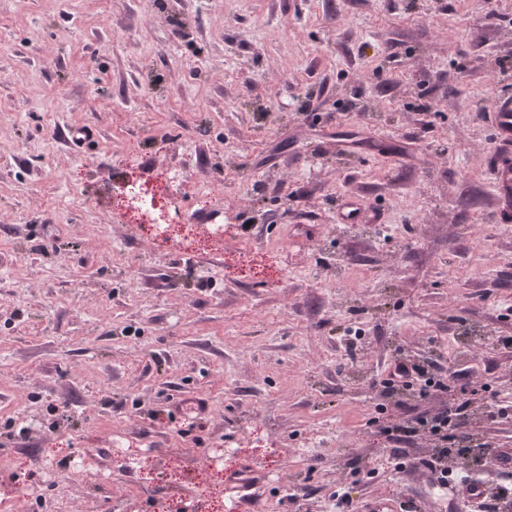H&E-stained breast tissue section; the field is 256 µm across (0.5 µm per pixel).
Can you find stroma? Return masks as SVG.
<instances>
[{
  "instance_id": "35a3bbf8",
  "label": "stroma",
  "mask_w": 512,
  "mask_h": 512,
  "mask_svg": "<svg viewBox=\"0 0 512 512\" xmlns=\"http://www.w3.org/2000/svg\"><path fill=\"white\" fill-rule=\"evenodd\" d=\"M499 97L512 0H0V512L180 506L188 477L212 512H465L390 468L374 401L393 357L440 359L448 392L389 414L472 391L474 443L512 448ZM171 169L224 243L119 220L114 185ZM348 194L381 223H337Z\"/></svg>"
}]
</instances>
